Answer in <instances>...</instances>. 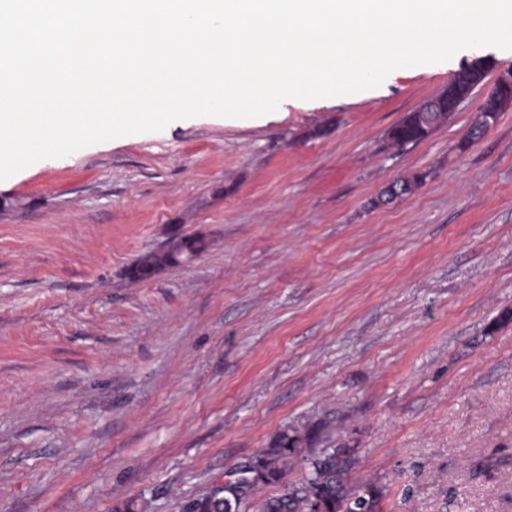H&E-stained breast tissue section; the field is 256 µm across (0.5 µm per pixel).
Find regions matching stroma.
Wrapping results in <instances>:
<instances>
[{
    "mask_svg": "<svg viewBox=\"0 0 512 512\" xmlns=\"http://www.w3.org/2000/svg\"><path fill=\"white\" fill-rule=\"evenodd\" d=\"M479 57L512 69L466 48L0 181V512H183L313 425L383 512H512V108L470 139L489 76L388 138ZM177 235L206 247L130 278ZM468 67H463L455 74V77L460 83H468L471 74L473 75L469 87L462 93H455L452 91L448 95V102L443 101L436 103L432 98L422 104V110L419 115H411L409 113L398 124L390 129V140L397 146H405L411 143H417L426 139L437 127L448 120L447 113L454 112L457 104L468 97L472 91L480 85L490 71L488 68V60L478 58L472 61L469 70ZM431 109V112H425V109Z\"/></svg>",
    "mask_w": 512,
    "mask_h": 512,
    "instance_id": "35a3bbf8",
    "label": "stroma"
}]
</instances>
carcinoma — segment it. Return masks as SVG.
Here are the masks:
<instances>
[{"label": "carcinoma", "mask_w": 512, "mask_h": 512, "mask_svg": "<svg viewBox=\"0 0 512 512\" xmlns=\"http://www.w3.org/2000/svg\"><path fill=\"white\" fill-rule=\"evenodd\" d=\"M422 108L424 112L409 114L390 129L395 145L422 141L448 120L446 101L430 99ZM315 434L313 427L283 432L249 463L228 471L223 484L194 500L193 512H240L255 490L284 482L294 459L311 445ZM307 465L300 481L263 500L260 512H382L384 491L370 480L351 479L354 459L349 452L323 448L309 454Z\"/></svg>", "instance_id": "1"}]
</instances>
